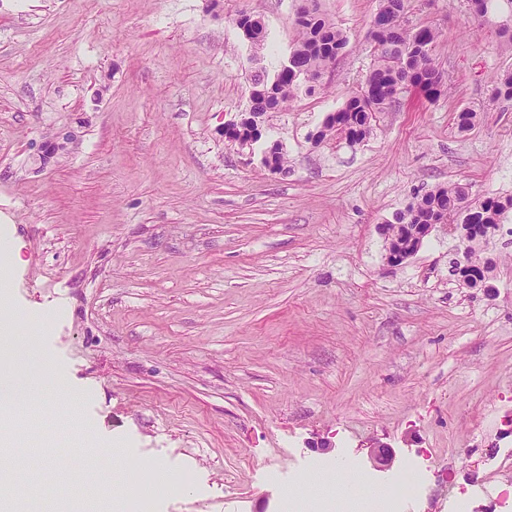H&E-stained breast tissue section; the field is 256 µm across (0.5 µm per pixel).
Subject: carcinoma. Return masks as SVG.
<instances>
[{
    "instance_id": "1",
    "label": "carcinoma",
    "mask_w": 512,
    "mask_h": 512,
    "mask_svg": "<svg viewBox=\"0 0 512 512\" xmlns=\"http://www.w3.org/2000/svg\"><path fill=\"white\" fill-rule=\"evenodd\" d=\"M467 5L481 26L489 22L490 13L501 11L494 22L495 34L500 47L512 53V0H467ZM405 10V0H378L370 30L372 63L364 85L325 119L320 141L359 144L373 132L377 115L387 111L398 95L412 91L428 99L440 95L442 71L433 62L431 51L441 33L431 26H411ZM236 24L252 49L246 111L262 116L302 92L314 94L348 43L343 31L322 15L319 0H305L297 13V35L288 53V68L272 71L263 64L262 56L268 36L258 37L252 30L251 16L244 12L238 14ZM502 98L512 99V68L500 74L489 95L492 103ZM263 155L265 166L288 173V158L279 143L267 146ZM511 210L512 195L476 197L462 183L450 182L429 190L395 213L393 223L452 225L456 231L467 232V250L471 253ZM487 271L486 267L474 268L459 261L451 265L452 275L468 288L482 283Z\"/></svg>"
}]
</instances>
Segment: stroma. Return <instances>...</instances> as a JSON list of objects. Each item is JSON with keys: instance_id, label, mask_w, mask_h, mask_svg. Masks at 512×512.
<instances>
[{"instance_id": "1", "label": "stroma", "mask_w": 512, "mask_h": 512, "mask_svg": "<svg viewBox=\"0 0 512 512\" xmlns=\"http://www.w3.org/2000/svg\"><path fill=\"white\" fill-rule=\"evenodd\" d=\"M406 5L442 32L436 101L401 94L363 143L312 144L365 79L377 7L321 0L347 47L243 149L223 132L250 95L236 12L264 20L275 61L298 0H0V225L25 261L10 303L41 322L52 367L43 405L22 411L12 483L26 493L10 512H58L46 488L62 468L82 512H122L154 462L169 482L152 512H284L299 482L332 512L347 493L323 478L336 461L386 484L418 464L399 512H499L512 218L483 244L476 288L450 275L446 228L399 266L379 228L440 184L512 194V100H489L512 55L464 0ZM273 141L288 174L260 162ZM85 429L98 451L72 455ZM372 437L392 469L373 466Z\"/></svg>"}]
</instances>
